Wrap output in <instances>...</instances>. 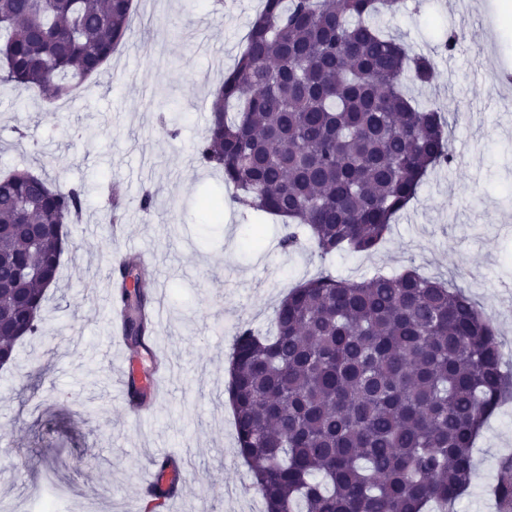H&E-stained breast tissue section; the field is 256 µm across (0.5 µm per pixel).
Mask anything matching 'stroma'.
<instances>
[{
  "label": "stroma",
  "instance_id": "obj_1",
  "mask_svg": "<svg viewBox=\"0 0 512 512\" xmlns=\"http://www.w3.org/2000/svg\"><path fill=\"white\" fill-rule=\"evenodd\" d=\"M131 35L91 77L53 104L0 84V171L27 168L86 190L81 223L44 304L42 331L0 369V512H130L149 450L186 462L182 512H263L246 491L225 365L240 324L271 327L287 292L330 271L356 281L408 268L463 290L494 322L512 358V12L504 0H402L379 24L430 56L440 77L415 94L441 111L451 165L437 168L374 253L321 260L292 252L280 225L244 212L221 170L193 151L213 91L235 67L262 0H134ZM459 36L445 50L449 32ZM120 206L111 209L109 190ZM149 209H142L144 195ZM224 201L214 222L202 198ZM148 251L161 271L157 330L172 367L156 420L127 419L115 385L123 350L111 346L105 297L113 255ZM79 458L84 473L68 463ZM512 460V401L492 415L473 450L457 512H500L489 494Z\"/></svg>",
  "mask_w": 512,
  "mask_h": 512
}]
</instances>
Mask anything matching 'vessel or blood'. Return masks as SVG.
Listing matches in <instances>:
<instances>
[{
  "mask_svg": "<svg viewBox=\"0 0 512 512\" xmlns=\"http://www.w3.org/2000/svg\"><path fill=\"white\" fill-rule=\"evenodd\" d=\"M150 367H142L132 356L124 357L118 380L120 401L134 418L147 415L161 400L166 386L163 356L158 346H151ZM186 468L181 456L157 450L152 452L139 478L142 494L150 497L156 512H172L177 496L173 489L185 482Z\"/></svg>",
  "mask_w": 512,
  "mask_h": 512,
  "instance_id": "1",
  "label": "vessel or blood"
}]
</instances>
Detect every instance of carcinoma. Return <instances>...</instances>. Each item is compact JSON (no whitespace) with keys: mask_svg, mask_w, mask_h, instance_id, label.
Listing matches in <instances>:
<instances>
[{"mask_svg":"<svg viewBox=\"0 0 512 512\" xmlns=\"http://www.w3.org/2000/svg\"><path fill=\"white\" fill-rule=\"evenodd\" d=\"M400 0H264L246 47L211 102L199 161L224 172L234 201L304 233L321 258L371 253L429 169L450 164L448 124L412 83L435 63L373 19ZM133 0H0V83L48 103L101 74ZM81 188L29 170L0 174V352L42 321ZM118 270L115 300L135 348L147 347L149 298ZM274 333L249 324L228 353L238 455L265 512H426L470 484L473 447L512 395L490 322L462 290L408 269L361 281L321 273L274 310ZM494 495L512 502V461Z\"/></svg>","mask_w":512,"mask_h":512,"instance_id":"obj_1","label":"carcinoma"}]
</instances>
